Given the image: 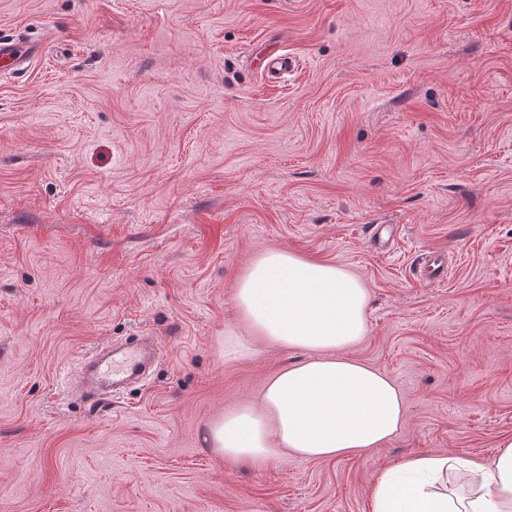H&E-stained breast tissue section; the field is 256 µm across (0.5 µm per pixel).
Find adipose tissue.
Here are the masks:
<instances>
[{
    "mask_svg": "<svg viewBox=\"0 0 512 512\" xmlns=\"http://www.w3.org/2000/svg\"><path fill=\"white\" fill-rule=\"evenodd\" d=\"M248 335H224V358H248L255 340L305 352L267 381L255 404L216 419L207 442L255 469L281 455L328 461L389 441L407 404L384 372L350 357L367 333L369 294L344 268L285 249L257 255L235 289ZM369 512H512V437L492 457L414 455L372 483Z\"/></svg>",
    "mask_w": 512,
    "mask_h": 512,
    "instance_id": "obj_1",
    "label": "adipose tissue"
}]
</instances>
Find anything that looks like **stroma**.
I'll return each instance as SVG.
<instances>
[{
  "instance_id": "1",
  "label": "stroma",
  "mask_w": 512,
  "mask_h": 512,
  "mask_svg": "<svg viewBox=\"0 0 512 512\" xmlns=\"http://www.w3.org/2000/svg\"><path fill=\"white\" fill-rule=\"evenodd\" d=\"M21 34L43 52L0 75V512H368L401 459L512 436V0H0ZM269 46L293 68L262 71ZM270 248L365 284L352 355L407 403L384 447L209 448L305 357L224 359ZM132 336L152 372L83 396V357Z\"/></svg>"
}]
</instances>
